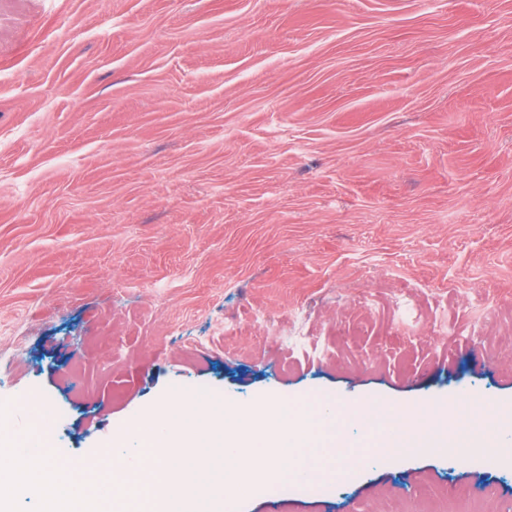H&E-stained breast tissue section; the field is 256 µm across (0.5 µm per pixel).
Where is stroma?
<instances>
[{
    "label": "stroma",
    "instance_id": "obj_1",
    "mask_svg": "<svg viewBox=\"0 0 512 512\" xmlns=\"http://www.w3.org/2000/svg\"><path fill=\"white\" fill-rule=\"evenodd\" d=\"M507 321L512 0H0L10 437L88 463L184 389L329 395L351 441L364 409L409 401L411 429L476 390L510 430ZM340 465L236 512H512V460Z\"/></svg>",
    "mask_w": 512,
    "mask_h": 512
}]
</instances>
